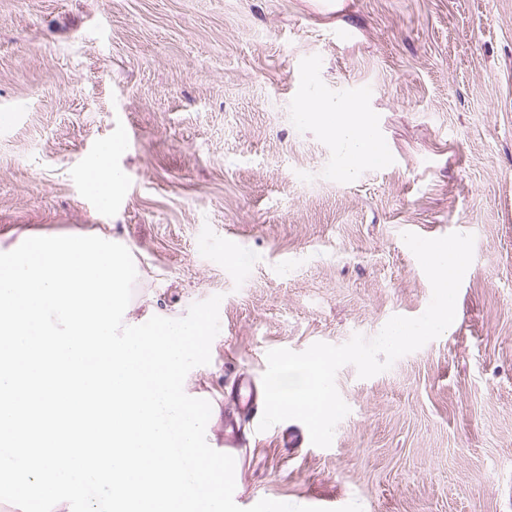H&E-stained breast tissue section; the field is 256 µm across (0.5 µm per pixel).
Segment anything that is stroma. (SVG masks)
Here are the masks:
<instances>
[{"mask_svg": "<svg viewBox=\"0 0 512 512\" xmlns=\"http://www.w3.org/2000/svg\"><path fill=\"white\" fill-rule=\"evenodd\" d=\"M313 95L367 109L386 163L338 175ZM114 139L105 207L86 169ZM406 231L474 235L453 324L343 366L330 447L259 430L267 351L426 310ZM81 234L131 252L137 311L222 295L184 391L239 447L238 506L512 512V0H0V250Z\"/></svg>", "mask_w": 512, "mask_h": 512, "instance_id": "1", "label": "stroma"}]
</instances>
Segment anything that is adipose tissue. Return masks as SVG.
Masks as SVG:
<instances>
[{
    "label": "adipose tissue",
    "mask_w": 512,
    "mask_h": 512,
    "mask_svg": "<svg viewBox=\"0 0 512 512\" xmlns=\"http://www.w3.org/2000/svg\"><path fill=\"white\" fill-rule=\"evenodd\" d=\"M301 110L304 119L317 123L325 135L335 139L340 153V175L351 176L362 167L385 163L386 149L378 140L367 111L357 104L342 103L333 108L313 98L304 100ZM120 147L117 141L104 144L89 166L88 183L105 205L121 188V177L112 166V156Z\"/></svg>",
    "instance_id": "1"
}]
</instances>
